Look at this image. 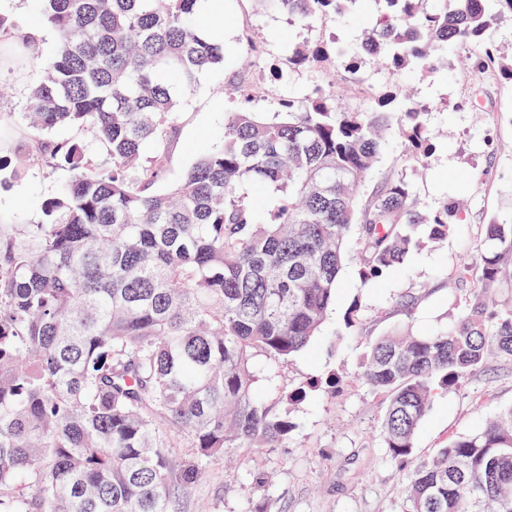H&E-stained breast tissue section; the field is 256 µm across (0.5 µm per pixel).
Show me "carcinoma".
<instances>
[{
  "label": "carcinoma",
  "mask_w": 512,
  "mask_h": 512,
  "mask_svg": "<svg viewBox=\"0 0 512 512\" xmlns=\"http://www.w3.org/2000/svg\"><path fill=\"white\" fill-rule=\"evenodd\" d=\"M308 24L360 0H257ZM197 0H44L58 45L27 88L20 159L61 172L36 224L0 225V512H175L231 448H280L284 405L307 390L259 392V359L285 361L319 335L356 237L360 284L445 240L461 215L425 205L408 172L428 162L430 104L399 86L349 108L315 86L278 112L224 113L222 137L167 190L177 89H193L224 49L192 23ZM360 46L335 47L340 79L367 56L430 73L450 52L512 82L492 31L512 0H375ZM21 21L0 13V68H15ZM297 68L323 61L297 43ZM261 82L234 94L251 101ZM401 130L409 165L365 200L384 133ZM60 127L73 136L57 139ZM20 170L0 155V188ZM483 287L447 329L398 328L368 343L359 379L383 395L380 434L410 464V512H512V407L428 461L413 457L440 391L512 358V308L485 294L512 278V216L486 227ZM177 448L191 452L178 455Z\"/></svg>",
  "instance_id": "carcinoma-1"
}]
</instances>
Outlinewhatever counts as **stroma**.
Returning <instances> with one entry per match:
<instances>
[{
  "mask_svg": "<svg viewBox=\"0 0 512 512\" xmlns=\"http://www.w3.org/2000/svg\"><path fill=\"white\" fill-rule=\"evenodd\" d=\"M373 3L363 0L361 22L339 19L322 27L301 25L286 13L261 8L257 0H224V62L179 96L169 181L178 180L198 153L221 137L224 114L234 107L227 88L257 77L268 64L283 67L284 77L272 94L251 102L253 111H274L277 95L303 94L320 81L346 104L360 105L358 89L335 81L341 60L329 59L317 71L294 70L286 50L292 42L326 44L334 37L359 42ZM251 38L262 41V59L250 54ZM55 50L52 44L37 45L22 69L0 71V114L20 111L27 88ZM397 81L410 100L432 103L427 121L438 135L429 165L411 174L414 188L428 205L462 199L461 221L438 248L409 255L366 287H359L355 266L346 264L322 336L273 368L283 388L321 382L290 406L296 428L285 446L230 451L223 463L208 468L179 512H408L407 469L384 446L379 424L386 403L361 382L360 361L367 343L391 329L422 332L451 325L479 288L486 226L512 212V83L472 72L466 55L457 53L449 54L444 70L406 73ZM61 182L60 175L30 167L12 187L0 189V224L36 223L43 200ZM464 258L474 266L461 281L457 267ZM409 292L415 301L407 314L398 303ZM351 308L358 311L360 327L350 334L345 314ZM511 406L512 358L491 354L463 386L436 397L417 430L415 457L432 458Z\"/></svg>",
  "mask_w": 512,
  "mask_h": 512,
  "instance_id": "stroma-1",
  "label": "stroma"
}]
</instances>
